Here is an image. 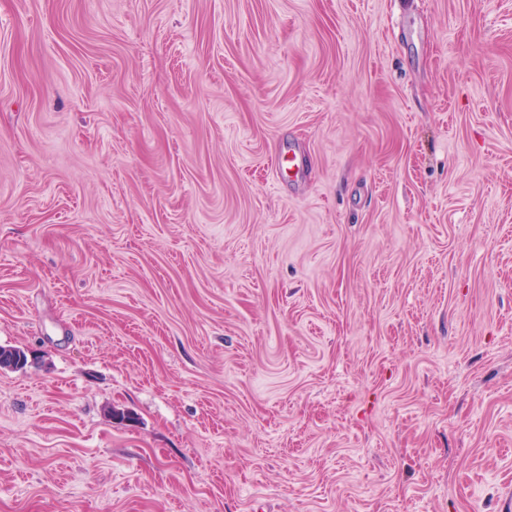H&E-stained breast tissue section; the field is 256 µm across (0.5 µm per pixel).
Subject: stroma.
Wrapping results in <instances>:
<instances>
[{
	"instance_id": "1",
	"label": "stroma",
	"mask_w": 512,
	"mask_h": 512,
	"mask_svg": "<svg viewBox=\"0 0 512 512\" xmlns=\"http://www.w3.org/2000/svg\"><path fill=\"white\" fill-rule=\"evenodd\" d=\"M0 512H512V0H0Z\"/></svg>"
}]
</instances>
